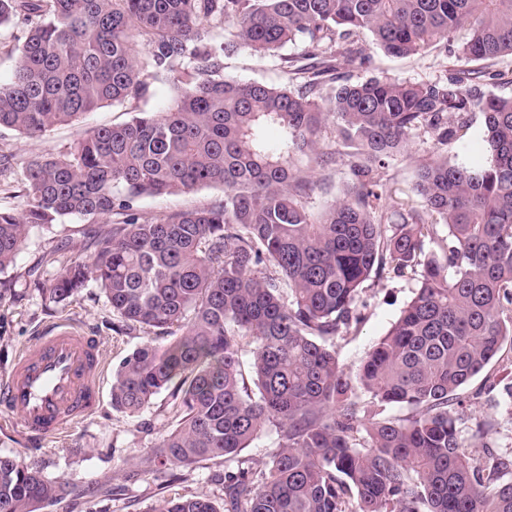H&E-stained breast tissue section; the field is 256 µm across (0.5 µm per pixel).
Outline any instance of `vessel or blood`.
<instances>
[{
    "instance_id": "vessel-or-blood-1",
    "label": "vessel or blood",
    "mask_w": 512,
    "mask_h": 512,
    "mask_svg": "<svg viewBox=\"0 0 512 512\" xmlns=\"http://www.w3.org/2000/svg\"><path fill=\"white\" fill-rule=\"evenodd\" d=\"M100 343L71 324H59L17 356L0 378V416L16 417L28 437L63 433L97 406Z\"/></svg>"
}]
</instances>
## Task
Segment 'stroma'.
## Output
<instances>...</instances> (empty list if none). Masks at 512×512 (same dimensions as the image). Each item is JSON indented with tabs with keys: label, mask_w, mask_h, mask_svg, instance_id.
Listing matches in <instances>:
<instances>
[{
	"label": "stroma",
	"mask_w": 512,
	"mask_h": 512,
	"mask_svg": "<svg viewBox=\"0 0 512 512\" xmlns=\"http://www.w3.org/2000/svg\"><path fill=\"white\" fill-rule=\"evenodd\" d=\"M300 46L285 47L283 54L259 56L240 49L224 57V76L241 82H259L284 87L289 76L282 55H296ZM364 61L350 66L354 78L374 76L417 82L443 76L448 58L439 52L423 56L392 58L371 44H364ZM168 80L150 82L148 100H132L120 107H106L85 114L78 121L54 129L40 138H28L10 130H0V149L13 152L19 163L14 173L0 181V206L21 211L24 206L23 162L37 156L60 154L89 131L124 122L129 113L161 111L170 93ZM482 114H473L467 133L448 149L450 162L474 166L486 162ZM426 145L423 136H413L403 156L391 160L381 172V190L387 203L389 223L401 221L400 201L409 193L419 160ZM218 188H201L187 193L135 200L136 212L163 219L179 211L202 208L222 198ZM88 222L65 219L49 228L33 229L24 242L13 267L0 273V375L9 371L16 356L31 340L61 322H67L96 336L102 349L97 370L99 404L95 411L55 438H28L18 420L0 421V454L16 456L41 467L44 475L67 482L71 488L64 501L50 512H152L162 494L207 495L223 500L224 492L208 482L205 471L182 476L159 489L145 480L130 484L123 479L125 462L150 456L160 434L172 417L166 409V395H159L149 409L137 417H126L112 408V372L119 362L148 336L136 328L118 327L98 288L82 289L64 306L44 302L37 288L29 285L26 273L39 266L46 251L57 242L69 240L70 256L84 258ZM415 282L411 275L387 273L370 279L361 292L362 321L335 340L336 357L341 367L356 370L368 350L388 330L411 299ZM512 385V340H506L498 360L459 393L452 408L460 435L471 457L488 464L489 453L497 448H512V413L505 404L506 389ZM490 419L492 432L475 434L478 422Z\"/></svg>",
	"instance_id": "1"
}]
</instances>
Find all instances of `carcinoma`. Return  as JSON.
<instances>
[{
  "mask_svg": "<svg viewBox=\"0 0 512 512\" xmlns=\"http://www.w3.org/2000/svg\"><path fill=\"white\" fill-rule=\"evenodd\" d=\"M19 17L28 29L0 81V129L42 137L146 97L150 76L173 78L164 111L29 159L23 211L0 208V272L34 228L110 223L89 236V259L48 283L28 276L53 304L93 284L115 320L163 338L113 374V410L136 416L165 392L174 418L125 478L161 486L214 462L224 502L163 496L153 512H512V448L475 464L450 414L512 337V96L482 91L499 79L485 61L512 56V0H0V28ZM208 18L224 34L207 41ZM136 32L149 36L144 58ZM362 37L391 57L437 50L459 67L423 82L355 80L346 66ZM289 44L303 46L283 58L296 87L224 78V53ZM474 112L491 152L476 170L439 152ZM328 125L351 149L350 178L315 212L299 158L337 164L321 141ZM420 133L431 142L411 187L422 208L401 203L387 230L380 170ZM202 187L224 198L164 220L132 208ZM386 270L411 273L414 296L347 372L334 340ZM359 388L408 416L365 418ZM269 431L265 459L243 455ZM67 495L36 464L0 456V512H43Z\"/></svg>",
  "mask_w": 512,
  "mask_h": 512,
  "instance_id": "1",
  "label": "carcinoma"
}]
</instances>
